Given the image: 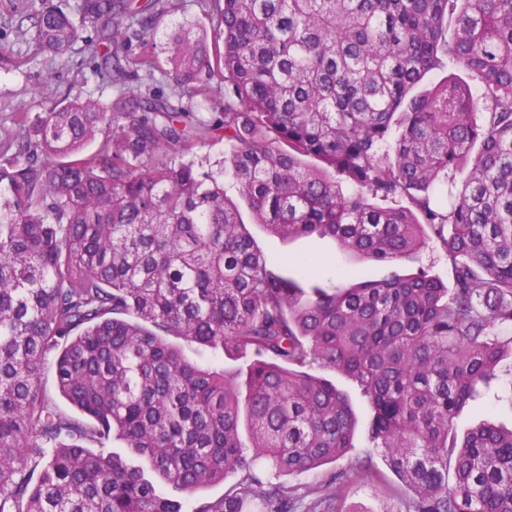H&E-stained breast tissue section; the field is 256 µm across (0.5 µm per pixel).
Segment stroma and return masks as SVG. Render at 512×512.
I'll return each instance as SVG.
<instances>
[{
    "instance_id": "1",
    "label": "stroma",
    "mask_w": 512,
    "mask_h": 512,
    "mask_svg": "<svg viewBox=\"0 0 512 512\" xmlns=\"http://www.w3.org/2000/svg\"><path fill=\"white\" fill-rule=\"evenodd\" d=\"M133 6L151 17L145 38L161 41L183 19H198L207 31L217 27L215 0H133ZM42 0H0V47L7 49V60H0V151L13 147L17 120L21 113L46 111L65 95L73 94L109 102L116 94L110 81L95 72L92 56L98 45L96 26H86L83 38L65 52L54 54L40 50L34 41L33 22ZM227 197L237 203L243 222L259 249L276 260L303 261L313 277L329 285L384 279L391 275H409L427 270L445 283H452L453 271L436 247L392 263L378 262L343 250L330 237L311 236L283 239L254 223L251 211L242 199L233 179H225ZM490 421L512 426V361L503 360L495 374L478 388V398L469 403L454 421L457 436H464L477 424ZM367 429L358 427L348 458L324 465L301 476H283L287 486L317 487L331 475L347 469L349 459L363 457ZM374 483L347 479L338 502L340 512H403V496L397 495L398 477L381 457H374Z\"/></svg>"
}]
</instances>
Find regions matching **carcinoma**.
<instances>
[{
    "label": "carcinoma",
    "mask_w": 512,
    "mask_h": 512,
    "mask_svg": "<svg viewBox=\"0 0 512 512\" xmlns=\"http://www.w3.org/2000/svg\"><path fill=\"white\" fill-rule=\"evenodd\" d=\"M215 2L214 46L186 19L143 42L138 65L150 77L166 55L190 93L224 81V111L195 119L145 97L103 55L114 102L24 112L0 157V512H181L160 486L193 494L239 472L192 512H297L254 463L300 475L353 448L351 402L316 368L368 404L358 479L376 454L412 491L406 512H512V428L461 445L453 432L512 357V0ZM128 10L81 0L78 22L50 3L35 41L62 53L91 23L116 46ZM221 132L219 171L184 157ZM226 173L273 234L379 262L432 241L453 287L426 271L343 288L274 273ZM170 336L247 363L201 367ZM48 365L73 412L42 388ZM313 495L304 512L336 492Z\"/></svg>",
    "instance_id": "carcinoma-1"
}]
</instances>
